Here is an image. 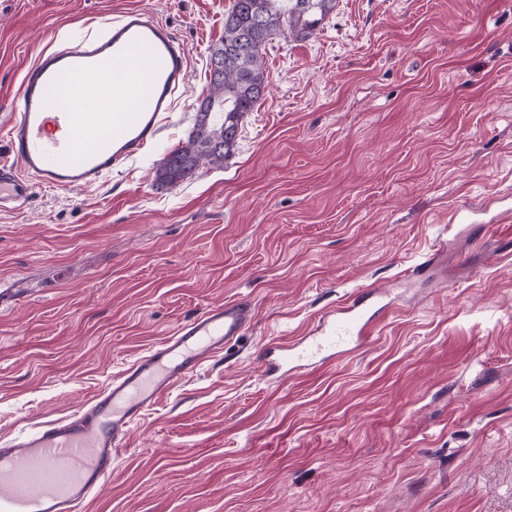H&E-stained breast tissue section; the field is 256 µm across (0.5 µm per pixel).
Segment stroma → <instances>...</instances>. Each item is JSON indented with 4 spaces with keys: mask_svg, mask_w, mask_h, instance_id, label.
<instances>
[{
    "mask_svg": "<svg viewBox=\"0 0 512 512\" xmlns=\"http://www.w3.org/2000/svg\"><path fill=\"white\" fill-rule=\"evenodd\" d=\"M228 4L0 0V118L56 35L126 10L189 52L142 160L0 214V443L247 297L246 337L146 413L87 512H512V0H336L267 45L229 159L159 184ZM381 285L360 349L264 377L266 346Z\"/></svg>",
    "mask_w": 512,
    "mask_h": 512,
    "instance_id": "35a3bbf8",
    "label": "stroma"
}]
</instances>
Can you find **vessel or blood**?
<instances>
[{
    "label": "vessel or blood",
    "mask_w": 512,
    "mask_h": 512,
    "mask_svg": "<svg viewBox=\"0 0 512 512\" xmlns=\"http://www.w3.org/2000/svg\"><path fill=\"white\" fill-rule=\"evenodd\" d=\"M188 80V52L167 26L130 9L104 28L43 49L21 81L0 159V212L22 209L34 183L98 186L147 153ZM111 93L113 109L99 102ZM250 299L204 309L128 365L79 415L39 426L0 447V512H81L112 472L133 427L250 327ZM322 333L263 351L267 375H288L356 351L371 334L365 300L324 316Z\"/></svg>",
    "instance_id": "1"
}]
</instances>
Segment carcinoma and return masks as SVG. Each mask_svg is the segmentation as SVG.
I'll return each instance as SVG.
<instances>
[{
    "mask_svg": "<svg viewBox=\"0 0 512 512\" xmlns=\"http://www.w3.org/2000/svg\"><path fill=\"white\" fill-rule=\"evenodd\" d=\"M334 7L335 0H230L224 10V38L209 58V92L195 100L193 130L166 156L157 180L172 184L203 165L224 164L242 117L262 97L266 44L290 33L313 34Z\"/></svg>",
    "mask_w": 512,
    "mask_h": 512,
    "instance_id": "cac0c4a2",
    "label": "carcinoma"
}]
</instances>
